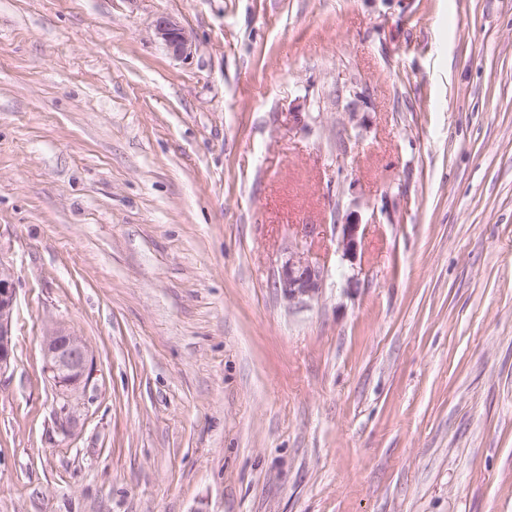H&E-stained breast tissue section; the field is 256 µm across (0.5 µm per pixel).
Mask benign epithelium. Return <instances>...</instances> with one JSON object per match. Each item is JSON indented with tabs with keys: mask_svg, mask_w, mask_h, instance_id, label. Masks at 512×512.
<instances>
[{
	"mask_svg": "<svg viewBox=\"0 0 512 512\" xmlns=\"http://www.w3.org/2000/svg\"><path fill=\"white\" fill-rule=\"evenodd\" d=\"M156 37L176 57H187L192 51V41L185 29L169 15L160 14L153 23ZM316 229L314 224L304 225L303 239L291 242L285 249L275 286L290 304H303L315 299L320 291L324 266L309 255L307 239ZM337 249L347 259L357 256L360 224L354 220L334 224ZM16 288L11 272L0 267V371L7 369L14 357L12 334ZM45 373L67 403L59 413L60 424L70 425L74 417L72 393L88 383L93 359L83 339L69 329L52 330L43 340Z\"/></svg>",
	"mask_w": 512,
	"mask_h": 512,
	"instance_id": "1",
	"label": "benign epithelium"
}]
</instances>
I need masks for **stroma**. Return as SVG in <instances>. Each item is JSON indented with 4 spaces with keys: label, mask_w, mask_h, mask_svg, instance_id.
<instances>
[{
    "label": "stroma",
    "mask_w": 512,
    "mask_h": 512,
    "mask_svg": "<svg viewBox=\"0 0 512 512\" xmlns=\"http://www.w3.org/2000/svg\"><path fill=\"white\" fill-rule=\"evenodd\" d=\"M0 264V512H512V0H0ZM156 37L176 57H187L192 51V41L185 29L169 15L160 14L153 23ZM336 233L337 249L347 259H355L358 253L359 230L361 224L355 220H346L342 224H333ZM316 225H304V238L288 243L282 259L275 286L288 304H303L314 300L322 290L324 265L312 260L307 239L315 232ZM16 288L8 269L0 267V373L7 369L14 357L12 334ZM43 356L45 373L58 389L59 398L67 403L66 409L58 413L60 424L67 427L74 417L72 393L88 383L93 359L83 339L65 327L56 328L44 336Z\"/></svg>",
    "instance_id": "1"
}]
</instances>
